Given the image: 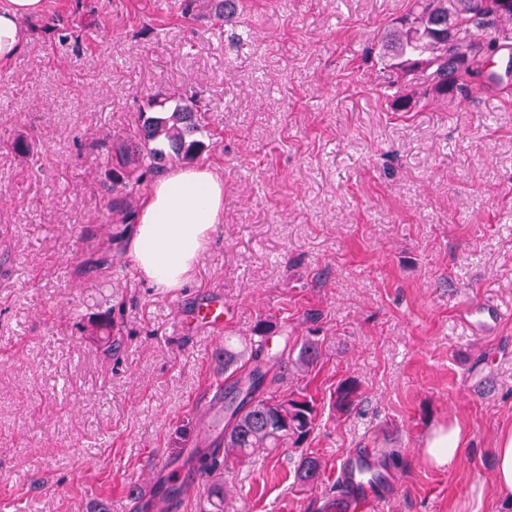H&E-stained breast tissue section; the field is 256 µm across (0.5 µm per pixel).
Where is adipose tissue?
<instances>
[{
  "instance_id": "adipose-tissue-1",
  "label": "adipose tissue",
  "mask_w": 512,
  "mask_h": 512,
  "mask_svg": "<svg viewBox=\"0 0 512 512\" xmlns=\"http://www.w3.org/2000/svg\"><path fill=\"white\" fill-rule=\"evenodd\" d=\"M49 0H0V70L7 69L28 41L27 20L43 16ZM224 216V177L207 165L172 170L141 201L130 255L141 275L160 288H178L207 249ZM464 448L457 421L434 428L423 454L447 466Z\"/></svg>"
}]
</instances>
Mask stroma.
<instances>
[{"label":"stroma","instance_id":"stroma-1","mask_svg":"<svg viewBox=\"0 0 512 512\" xmlns=\"http://www.w3.org/2000/svg\"><path fill=\"white\" fill-rule=\"evenodd\" d=\"M412 0H243L232 27L163 0H54L0 72V505L156 512L171 471L207 447L200 402L224 336L259 320L319 329L321 482L295 451L219 461L224 512H321L336 468L376 448L382 512H489L493 448L512 429V91L392 111L375 35ZM204 115L199 159L224 174V219L181 288L142 279L132 223H113L106 135L156 94ZM223 297V337L179 335ZM497 305L475 336L468 300ZM352 378L361 403L329 396ZM457 420L435 468L426 434ZM360 396L358 384L352 379H345L332 394V406L339 414H351L359 405ZM465 441L462 430L456 420L449 421L434 428L425 438L423 454L426 460L435 467H445L464 448ZM294 463V478L299 486H309L317 481L324 469L322 461L302 451L297 455Z\"/></svg>","mask_w":512,"mask_h":512}]
</instances>
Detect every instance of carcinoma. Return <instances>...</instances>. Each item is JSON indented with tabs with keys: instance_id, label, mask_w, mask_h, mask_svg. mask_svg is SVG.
Segmentation results:
<instances>
[{
	"instance_id": "cac0c4a2",
	"label": "carcinoma",
	"mask_w": 512,
	"mask_h": 512,
	"mask_svg": "<svg viewBox=\"0 0 512 512\" xmlns=\"http://www.w3.org/2000/svg\"><path fill=\"white\" fill-rule=\"evenodd\" d=\"M184 2L186 15L201 10L224 23L238 18L242 6V0ZM511 41L512 10L502 11L499 0H413L407 13L377 35L392 108L409 112L425 99L448 103L467 94L489 79L488 61ZM149 107L160 111L137 112L126 135L112 139L109 208L118 223L129 216L128 199L135 187L172 163L200 158L205 150L198 139L205 131L201 114L182 95L153 99ZM323 355V341L316 336H303L275 353L259 347L240 350L224 341V371L234 374V380L224 388L223 436L202 454L191 456L189 467L207 476L223 451L247 459L261 450L272 454L304 447L317 415L314 396L305 386L278 397L271 389L287 375L314 371ZM359 398L358 384L345 379L332 394V406L340 414H350ZM323 469L319 458L299 453L294 460L296 483L313 484Z\"/></svg>"
}]
</instances>
